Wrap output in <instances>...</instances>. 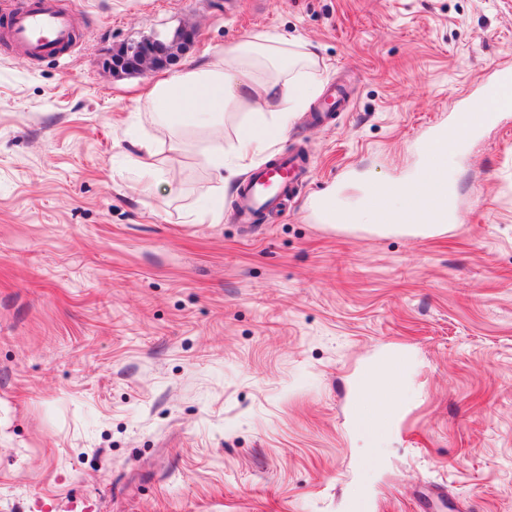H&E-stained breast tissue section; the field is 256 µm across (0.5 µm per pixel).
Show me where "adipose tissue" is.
Wrapping results in <instances>:
<instances>
[{"instance_id":"obj_1","label":"adipose tissue","mask_w":512,"mask_h":512,"mask_svg":"<svg viewBox=\"0 0 512 512\" xmlns=\"http://www.w3.org/2000/svg\"><path fill=\"white\" fill-rule=\"evenodd\" d=\"M307 54L289 49L286 39L263 34L245 38L224 49L221 57L181 73L155 80L142 111L152 113L153 133L139 143L136 166L155 182L160 171L153 144L175 130H200L212 147L207 161L216 180L225 173L250 168L254 157L277 143L308 102L311 83L293 76ZM247 113L240 125L232 165L224 163V115ZM406 378L394 360L374 363L360 378L353 420L363 430L382 433L402 409Z\"/></svg>"}]
</instances>
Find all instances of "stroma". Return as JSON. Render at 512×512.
<instances>
[{"label": "stroma", "instance_id": "stroma-1", "mask_svg": "<svg viewBox=\"0 0 512 512\" xmlns=\"http://www.w3.org/2000/svg\"><path fill=\"white\" fill-rule=\"evenodd\" d=\"M78 45L0 47V512H512V109L448 160L426 235L324 221L414 177L430 128L512 67V0H68ZM188 29L168 74L261 33L311 54L281 216L189 214L216 191L198 133L154 145L163 71L118 46ZM347 110L310 120L331 83ZM406 362L384 441L351 419L363 366Z\"/></svg>", "mask_w": 512, "mask_h": 512}]
</instances>
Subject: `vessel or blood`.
<instances>
[{
  "label": "vessel or blood",
  "mask_w": 512,
  "mask_h": 512,
  "mask_svg": "<svg viewBox=\"0 0 512 512\" xmlns=\"http://www.w3.org/2000/svg\"><path fill=\"white\" fill-rule=\"evenodd\" d=\"M0 37L28 60L62 57L75 44L69 14L56 0H33L12 8L0 26ZM497 112H459L452 122L433 127L421 149L414 205L399 218L403 224L447 223L451 209L446 159L480 130L494 124ZM303 162L283 155L258 167L244 181L235 199V219L253 224L296 190Z\"/></svg>",
  "instance_id": "obj_1"
}]
</instances>
